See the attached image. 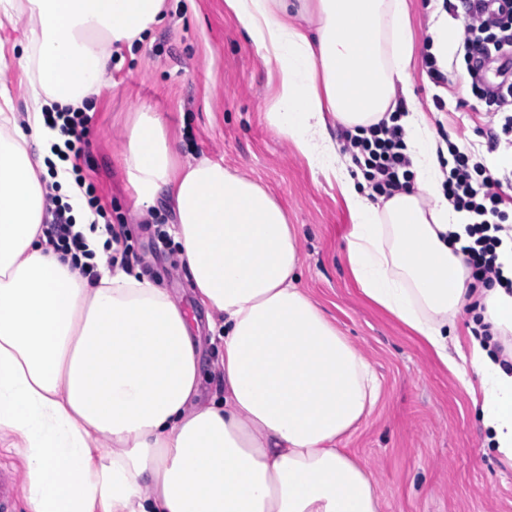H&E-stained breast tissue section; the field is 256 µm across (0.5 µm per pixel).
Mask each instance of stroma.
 Segmentation results:
<instances>
[{
	"label": "stroma",
	"instance_id": "1",
	"mask_svg": "<svg viewBox=\"0 0 512 512\" xmlns=\"http://www.w3.org/2000/svg\"><path fill=\"white\" fill-rule=\"evenodd\" d=\"M416 33L411 88L435 125L493 177L512 154V136L490 122L470 90V77L449 59L447 79H431L423 47L438 0H406ZM167 16L123 60H112L91 113L86 181L107 218L126 225L125 268L146 276L181 302L187 319L205 322L174 244H161L163 222L135 223L133 191L122 142L138 108L159 112L180 142L182 160L208 158L261 181L292 224L301 253L299 285L310 292L359 351L382 384L374 412L340 445L366 459L385 512H512V461L486 441L481 394L463 386L419 337L370 301L349 267L350 215L335 185L314 171L291 143L276 137L266 114L277 95V73L224 8V0H167ZM10 23L0 24V93L25 112L27 80L13 51ZM443 108H436V101Z\"/></svg>",
	"mask_w": 512,
	"mask_h": 512
}]
</instances>
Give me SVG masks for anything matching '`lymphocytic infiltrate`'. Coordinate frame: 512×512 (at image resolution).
Returning a JSON list of instances; mask_svg holds the SVG:
<instances>
[{"label": "lymphocytic infiltrate", "instance_id": "lymphocytic-infiltrate-1", "mask_svg": "<svg viewBox=\"0 0 512 512\" xmlns=\"http://www.w3.org/2000/svg\"><path fill=\"white\" fill-rule=\"evenodd\" d=\"M463 8V27L457 50L471 77V90L475 98L484 103L489 118L503 117L504 130H512V64L496 63L502 77V88L489 90L480 70L503 51L512 52V0H503L491 7L490 0H460ZM49 124L60 125L68 134L67 148L74 159H81L89 146L91 117L78 109L68 112H50ZM405 132L402 126L380 121L368 129L363 137H352L344 144L345 151L362 163L361 169L373 192L392 195L411 186L412 161L406 152ZM452 167L445 183L448 199L456 210L477 216V223L468 228L472 244L461 251L470 270L471 278L479 283L493 279L512 289V279L505 278L498 262L497 247L512 214L501 207L500 182L493 178L486 166L473 161L471 155L449 144Z\"/></svg>", "mask_w": 512, "mask_h": 512}]
</instances>
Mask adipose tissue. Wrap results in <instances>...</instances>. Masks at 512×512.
Returning <instances> with one entry per match:
<instances>
[{
    "instance_id": "adipose-tissue-1",
    "label": "adipose tissue",
    "mask_w": 512,
    "mask_h": 512,
    "mask_svg": "<svg viewBox=\"0 0 512 512\" xmlns=\"http://www.w3.org/2000/svg\"><path fill=\"white\" fill-rule=\"evenodd\" d=\"M275 64L266 114L311 168L335 181L352 219L351 273L463 384L478 380L489 441L512 460V295L467 285L448 236L465 213L426 112L413 102L405 0H224ZM166 0H0L17 33L28 106L0 104V446L17 451L28 512H383L364 459L337 448L377 403L371 363L297 285L288 218L252 178L179 161L163 117L143 107L124 143L138 215L165 203L199 303L223 321V393L200 404V339L169 293L111 269L108 235L61 159L44 114L98 97L113 55L160 24ZM405 104L415 181L372 202L331 135ZM72 207L98 272L82 275L42 228L45 178ZM474 333L462 359L448 328Z\"/></svg>"
}]
</instances>
